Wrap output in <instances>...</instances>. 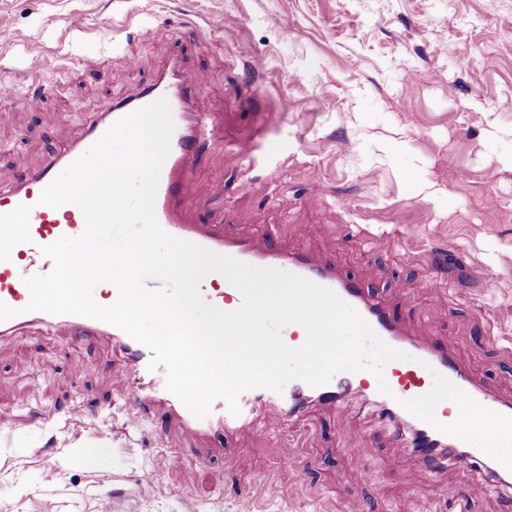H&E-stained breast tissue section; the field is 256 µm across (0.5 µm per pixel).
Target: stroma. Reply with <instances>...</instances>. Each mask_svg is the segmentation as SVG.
<instances>
[{"label":"stroma","instance_id":"stroma-1","mask_svg":"<svg viewBox=\"0 0 512 512\" xmlns=\"http://www.w3.org/2000/svg\"><path fill=\"white\" fill-rule=\"evenodd\" d=\"M116 43L130 64L110 62ZM35 53L57 88L32 112ZM173 55L209 75L203 109L253 113L226 137L260 142L249 164L220 143L196 159V180L225 190L194 200V218L335 263L511 400L512 0H0V82L20 95L0 104V168L80 141L88 113ZM137 385L110 337L0 338V512H183L188 499L197 512H339L351 498L422 512L443 485L481 492L477 512H512V475L495 483L454 455L430 470L356 400L311 404L270 437L187 443L159 410L125 425ZM291 435L297 467L281 460ZM352 435L372 456L349 451ZM160 466L164 482L147 481Z\"/></svg>","mask_w":512,"mask_h":512}]
</instances>
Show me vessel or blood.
<instances>
[{
	"label": "vessel or blood",
	"instance_id": "1",
	"mask_svg": "<svg viewBox=\"0 0 512 512\" xmlns=\"http://www.w3.org/2000/svg\"><path fill=\"white\" fill-rule=\"evenodd\" d=\"M27 67L34 89L28 94L25 104L34 110L51 92L52 86L42 79L43 60L40 55H32ZM209 81L207 74H187L179 61H171L152 83L143 86L133 96L113 100L105 110L97 112L87 122L80 142L52 154L40 167L28 173L0 170V214L21 204L32 207L29 215L31 243L16 246L10 260L0 261V301L20 311L19 316L0 322V337L15 335L34 325L50 326L57 335L76 340L88 336L112 337L135 368L148 378L143 391L124 401L122 415L125 424L137 425L145 405L160 398L168 403L171 414L180 420L184 436L188 439L197 438L216 426L257 428L261 423L259 414L263 411L276 412L283 419L296 417L311 403L333 404L352 392L377 406L384 419L405 425L410 431L409 447L413 452L431 456L440 449L464 447L462 440L437 431L401 405L402 400L427 393L437 373L446 376L480 404L512 416L511 402L489 397L446 351L430 346L427 337L408 335L382 301L360 283L340 276L335 266L318 262L304 252L279 248L270 242L261 244L225 237L224 226L220 223L195 222L184 205L188 194H211L215 188L191 181L189 173L199 149L222 135L212 114L203 111L198 103ZM161 97L168 99L175 121L171 151L165 160L168 176L160 181L155 200V213L161 226L178 238L215 252L251 265L285 270L333 290L352 305L388 345L408 353V360L392 362L386 375L390 394L380 393L375 376L361 371L351 378L335 379L317 388L296 380L288 383L279 394L266 389L247 390L239 396V415H231L225 402L217 400L213 402L208 416L199 419L178 398L167 392L164 369L148 370L142 345L120 329L76 315L25 312L29 291L23 283L24 277L44 275L53 268L52 260L41 253V246L63 235L79 236L85 229V218L78 206L68 203L53 209L40 205L37 199L41 191L116 121ZM200 293L206 301L225 311L235 310L242 303L239 291L225 284L223 276L217 273L211 274L209 281L201 282Z\"/></svg>",
	"mask_w": 512,
	"mask_h": 512
}]
</instances>
